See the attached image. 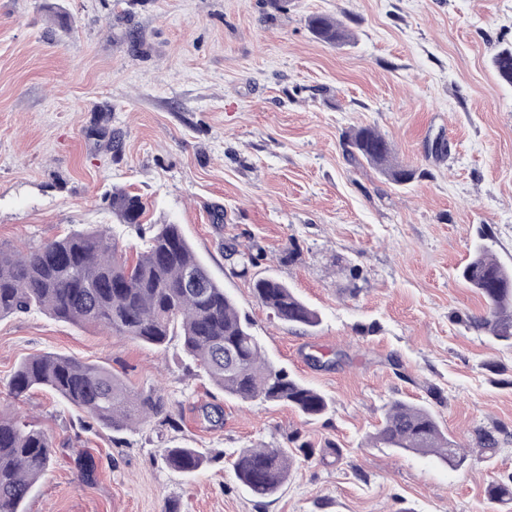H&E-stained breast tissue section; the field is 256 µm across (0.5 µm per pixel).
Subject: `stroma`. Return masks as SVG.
Segmentation results:
<instances>
[{"instance_id": "stroma-1", "label": "stroma", "mask_w": 512, "mask_h": 512, "mask_svg": "<svg viewBox=\"0 0 512 512\" xmlns=\"http://www.w3.org/2000/svg\"><path fill=\"white\" fill-rule=\"evenodd\" d=\"M314 14L346 23L353 43L317 41ZM506 46L512 0H0V242L98 229L134 253L111 199L139 195L144 223L181 225L274 366L331 403L309 420L226 396L176 337L155 349L41 311L1 319L0 412L57 443L28 512H505L486 488L512 473V347L462 323L484 305L458 271L481 235L512 266V85L492 66ZM103 121L120 152L97 136ZM361 126L422 177L399 188L348 159L343 136ZM231 246L258 264L240 274ZM263 276L289 284L320 326L277 319L252 290ZM49 352L161 391L177 427L87 431L57 396L13 399L16 365ZM395 399L435 412L464 447L460 466L368 445ZM483 430L494 455L479 451ZM294 435L314 453L295 451L282 494L236 483V452ZM175 445L211 456L206 474L168 468Z\"/></svg>"}]
</instances>
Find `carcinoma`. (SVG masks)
I'll return each instance as SVG.
<instances>
[{
  "label": "carcinoma",
  "instance_id": "cac0c4a2",
  "mask_svg": "<svg viewBox=\"0 0 512 512\" xmlns=\"http://www.w3.org/2000/svg\"><path fill=\"white\" fill-rule=\"evenodd\" d=\"M308 27L331 47L351 38L348 27L331 16L313 15ZM493 66L500 79L512 84V47L501 49ZM343 146L348 158L368 163L395 185L418 178L416 169L395 160L389 140L372 127L352 131ZM112 212L145 238L132 261L115 239L98 230L75 231L34 247L0 242V319L37 308L57 321L100 327L155 348L179 336L185 353L224 394L243 401L286 403L307 418L328 412L325 395L267 360L252 323L195 255L179 225L142 224L141 199L124 191L112 194ZM461 277L484 300L483 313L464 323L512 347V268L477 242ZM253 291L282 322L305 332L321 324L319 313L283 281L258 278ZM8 389L16 400L35 390L58 395L84 414L83 428L88 431L98 425L119 433L159 416L178 426L160 392L131 391L111 371L73 356L24 359ZM369 440L376 447L434 455L446 464L458 458L459 445L437 416L426 406L402 399L388 404ZM55 448L43 430L18 415L0 413V512H25L32 488L53 464ZM163 457L169 468L188 476L211 462L205 453L186 446L169 447ZM292 465L286 447L243 448L231 468L248 492L268 498L288 483ZM487 496L492 503L512 505V475L489 484Z\"/></svg>",
  "mask_w": 512,
  "mask_h": 512
}]
</instances>
